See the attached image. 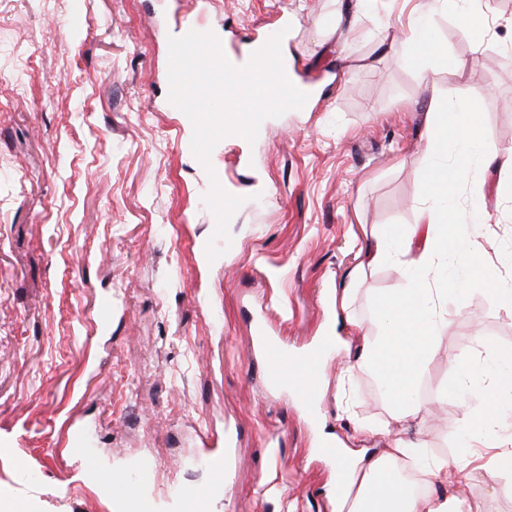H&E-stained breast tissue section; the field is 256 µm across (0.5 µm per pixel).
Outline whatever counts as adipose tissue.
I'll return each instance as SVG.
<instances>
[{
    "label": "adipose tissue",
    "mask_w": 512,
    "mask_h": 512,
    "mask_svg": "<svg viewBox=\"0 0 512 512\" xmlns=\"http://www.w3.org/2000/svg\"><path fill=\"white\" fill-rule=\"evenodd\" d=\"M426 123L433 163L424 184L430 200L412 237L383 233L371 256L375 263L406 258V285L386 299L382 336L368 344L364 357L343 368L346 377L376 366L401 383L424 366L432 354L431 340L440 338L447 326L438 314L447 303V292L433 287L436 275L454 273L457 286L477 288L492 306L512 313V255L504 257L500 265L485 268L481 277L471 273L480 255L478 232L487 221L483 184L476 177L474 164L499 161V187L511 195L512 154L502 153L484 132L471 99H452L442 108L428 106ZM441 180L470 184L467 208L451 211L447 195L435 191ZM450 220L458 227L452 235L446 232ZM412 330L417 336L411 348L392 351L391 340ZM452 373L453 390L473 401L461 418L466 432L460 451L449 459L432 458L420 448L398 442L379 456L351 463L337 456V464L346 468V491L336 498L340 512H362L363 501L374 493L384 504L383 512H486L482 504H469L468 484L463 479L473 471L479 448L491 449L490 461L498 475L512 480V353L497 349L454 365ZM400 463L431 480L443 479L452 469L461 473L462 479L448 494L421 495L398 478L395 468Z\"/></svg>",
    "instance_id": "adipose-tissue-1"
}]
</instances>
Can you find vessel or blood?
Returning <instances> with one entry per match:
<instances>
[{
	"instance_id": "b4317fda",
	"label": "vessel or blood",
	"mask_w": 512,
	"mask_h": 512,
	"mask_svg": "<svg viewBox=\"0 0 512 512\" xmlns=\"http://www.w3.org/2000/svg\"><path fill=\"white\" fill-rule=\"evenodd\" d=\"M268 362L267 375L271 384L278 387H296L301 394V403L306 409L316 406V390L319 383V359L315 353L296 357L277 346L270 337H262ZM156 463L153 458H142L134 477L121 483L116 492L121 496L130 512H154L152 502L145 496L144 489L154 477Z\"/></svg>"
}]
</instances>
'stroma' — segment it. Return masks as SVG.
<instances>
[{
    "label": "stroma",
    "mask_w": 512,
    "mask_h": 512,
    "mask_svg": "<svg viewBox=\"0 0 512 512\" xmlns=\"http://www.w3.org/2000/svg\"><path fill=\"white\" fill-rule=\"evenodd\" d=\"M421 2L378 0L365 17L349 0H0V493L30 512H124L106 480L151 456L156 512H181L187 488L212 490L205 512H336L324 445L457 451L452 365L512 351V315L485 293L449 290L448 326L406 382L414 414L379 369L336 374L405 285L399 264L369 255L381 230L419 221L429 102L476 101L512 151V0H485L473 40L438 6L426 76L394 51ZM186 17L238 58L287 31L290 74L310 91L255 143L214 147L213 173L244 202L235 250L211 263L209 172L188 117L163 109ZM483 176L479 244L494 265L512 251V197L497 166ZM262 332L294 355L323 347L316 410L267 382ZM467 480L488 512H512L495 471Z\"/></svg>",
    "instance_id": "obj_1"
}]
</instances>
